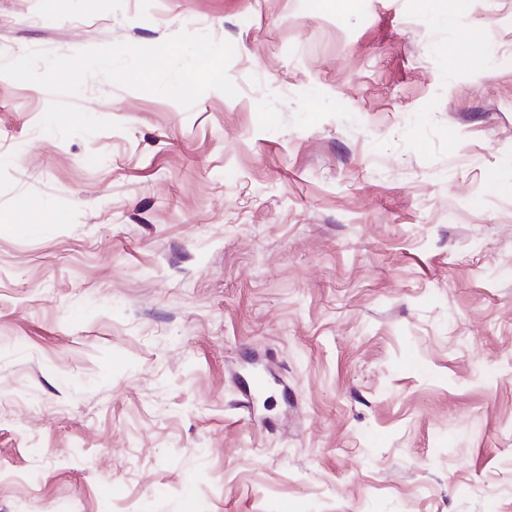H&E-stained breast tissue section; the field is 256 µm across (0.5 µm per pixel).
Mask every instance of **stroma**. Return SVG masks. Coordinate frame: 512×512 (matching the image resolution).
I'll return each instance as SVG.
<instances>
[{
	"instance_id": "obj_1",
	"label": "stroma",
	"mask_w": 512,
	"mask_h": 512,
	"mask_svg": "<svg viewBox=\"0 0 512 512\" xmlns=\"http://www.w3.org/2000/svg\"><path fill=\"white\" fill-rule=\"evenodd\" d=\"M439 8L0 0V60L186 30L238 90L64 138L0 76V512H512V0Z\"/></svg>"
}]
</instances>
